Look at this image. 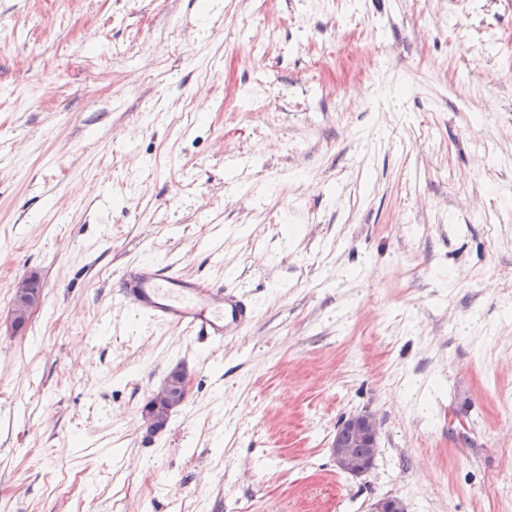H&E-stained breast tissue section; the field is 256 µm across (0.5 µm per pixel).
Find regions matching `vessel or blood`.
<instances>
[{
    "label": "vessel or blood",
    "mask_w": 512,
    "mask_h": 512,
    "mask_svg": "<svg viewBox=\"0 0 512 512\" xmlns=\"http://www.w3.org/2000/svg\"><path fill=\"white\" fill-rule=\"evenodd\" d=\"M115 300L149 320L175 325L220 345L246 333L253 310L238 289L205 278H187L175 265L138 261L124 267Z\"/></svg>",
    "instance_id": "1"
}]
</instances>
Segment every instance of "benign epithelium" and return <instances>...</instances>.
<instances>
[{
  "mask_svg": "<svg viewBox=\"0 0 512 512\" xmlns=\"http://www.w3.org/2000/svg\"><path fill=\"white\" fill-rule=\"evenodd\" d=\"M42 301L41 283L37 274L20 277L13 291L6 321L8 335L14 336L29 321ZM189 375L180 372L168 377L149 397L141 410V418L150 433H158L168 426L174 409L181 405L188 393ZM380 422L370 412L352 414L336 428L331 443V455L338 470L360 477L374 467L380 454ZM368 512H406L403 500L397 496H383L369 504Z\"/></svg>",
  "mask_w": 512,
  "mask_h": 512,
  "instance_id": "1",
  "label": "benign epithelium"
}]
</instances>
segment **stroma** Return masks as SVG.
I'll list each match as a JSON object with an SVG mask.
<instances>
[{
	"instance_id": "35a3bbf8",
	"label": "stroma",
	"mask_w": 512,
	"mask_h": 512,
	"mask_svg": "<svg viewBox=\"0 0 512 512\" xmlns=\"http://www.w3.org/2000/svg\"><path fill=\"white\" fill-rule=\"evenodd\" d=\"M510 45L512 0H0V315L42 281L0 335V512H512ZM133 260L254 327L117 304ZM119 281L122 288L113 295L119 304L219 346L231 336L245 334L253 323V309L242 300L238 288L186 278L175 264L138 261L121 270ZM42 301L41 283L37 274L29 273L20 277L13 291L5 326L9 336H14L29 321L32 313ZM189 375L180 372L168 377L149 397L141 410V418L149 433H158L168 426L174 409L181 405L188 393ZM380 422L370 412L352 414L336 428L331 455L338 470L360 477L374 467L380 454Z\"/></svg>"
}]
</instances>
